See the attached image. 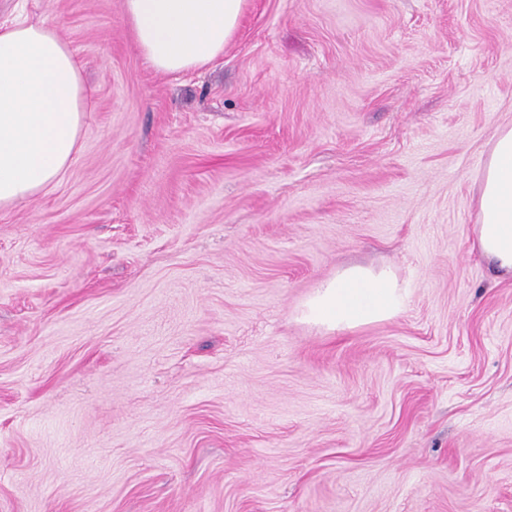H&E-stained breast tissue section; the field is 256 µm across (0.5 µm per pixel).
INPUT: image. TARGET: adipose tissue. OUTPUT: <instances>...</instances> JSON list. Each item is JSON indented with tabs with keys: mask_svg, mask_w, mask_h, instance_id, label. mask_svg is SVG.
Listing matches in <instances>:
<instances>
[{
	"mask_svg": "<svg viewBox=\"0 0 512 512\" xmlns=\"http://www.w3.org/2000/svg\"><path fill=\"white\" fill-rule=\"evenodd\" d=\"M244 0H123L137 48L156 70L178 74L221 54ZM80 64L55 26H0V207L28 201L73 161L87 110ZM474 246L512 277V125L499 126L481 173ZM406 303L394 276L350 266L308 300L305 316L329 331L388 319Z\"/></svg>",
	"mask_w": 512,
	"mask_h": 512,
	"instance_id": "ef3b65f1",
	"label": "adipose tissue"
}]
</instances>
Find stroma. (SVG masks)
<instances>
[{"label": "stroma", "instance_id": "1", "mask_svg": "<svg viewBox=\"0 0 512 512\" xmlns=\"http://www.w3.org/2000/svg\"><path fill=\"white\" fill-rule=\"evenodd\" d=\"M83 66L0 209V512H512V277L472 246L512 0H246L156 71L122 0H0ZM350 265L395 316L302 317Z\"/></svg>", "mask_w": 512, "mask_h": 512}]
</instances>
